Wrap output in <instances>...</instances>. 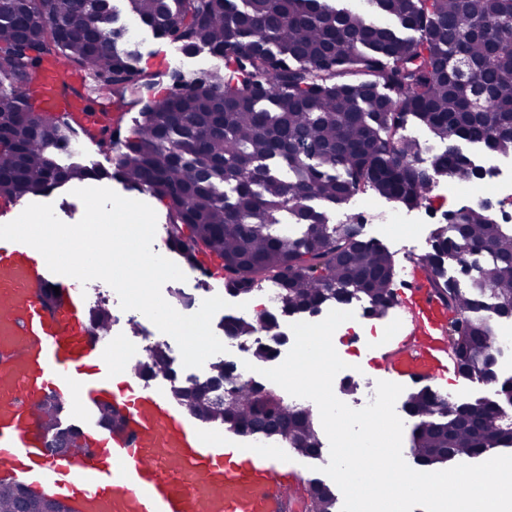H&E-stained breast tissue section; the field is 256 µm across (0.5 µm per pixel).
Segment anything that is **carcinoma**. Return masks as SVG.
I'll return each mask as SVG.
<instances>
[{
	"instance_id": "obj_1",
	"label": "carcinoma",
	"mask_w": 512,
	"mask_h": 512,
	"mask_svg": "<svg viewBox=\"0 0 512 512\" xmlns=\"http://www.w3.org/2000/svg\"><path fill=\"white\" fill-rule=\"evenodd\" d=\"M337 8L327 0H126L128 11L186 55L206 50L224 71L168 67L148 78L127 48L112 0H0V199L38 196L70 181L110 177L164 202L168 243L191 268L198 256L222 262L225 289L247 296L276 285L277 310L317 313L329 304L366 301L373 316L397 303L391 253L362 237L360 224H331L312 201L342 204L369 192L407 208L422 204L439 177L474 176L457 142L512 155V0H364ZM81 32L62 41L57 28ZM464 55L467 78L454 68ZM63 59L59 94L70 109L48 117L34 107V80ZM84 73L75 89L69 71ZM484 90L471 103L470 84ZM103 87L107 103L91 112L90 135L115 152L113 171L70 163L80 133L74 113ZM140 121L123 132L129 107ZM416 119L445 145L427 166L422 145L399 133ZM470 286L448 278L450 256ZM430 285L455 315L449 327L458 373L498 381L500 350L485 352L498 322L512 320V226L487 207L451 210L431 251L418 258ZM276 315L229 318L236 338L278 334ZM140 374H172L157 347ZM196 417L243 435L284 441L315 456L321 440L309 406L278 404L272 390L210 365L203 382L173 389ZM497 400L446 404L422 388L406 401L418 420L412 453L426 471L453 457L512 445L496 423ZM54 402L42 403L47 433L76 446L75 429L58 426ZM0 481V512H46L43 495ZM308 512H336L337 489L315 480Z\"/></svg>"
}]
</instances>
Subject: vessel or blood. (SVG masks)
I'll return each mask as SVG.
<instances>
[{
    "label": "vessel or blood",
    "instance_id": "vessel-or-blood-1",
    "mask_svg": "<svg viewBox=\"0 0 512 512\" xmlns=\"http://www.w3.org/2000/svg\"><path fill=\"white\" fill-rule=\"evenodd\" d=\"M39 106L49 114L67 106L53 77L39 87ZM76 285L30 245L0 247V474L73 512H288L282 459L225 447L222 434L194 427L161 390L130 380L83 320ZM54 286L60 294L50 303ZM400 307L410 338L380 366L411 383L444 378L454 369L448 313L417 266L405 271ZM48 398L79 431L77 449L57 456L43 452L39 405ZM107 403L123 430L102 423Z\"/></svg>",
    "mask_w": 512,
    "mask_h": 512
}]
</instances>
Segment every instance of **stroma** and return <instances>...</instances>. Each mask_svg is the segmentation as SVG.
Instances as JSON below:
<instances>
[{
    "mask_svg": "<svg viewBox=\"0 0 512 512\" xmlns=\"http://www.w3.org/2000/svg\"><path fill=\"white\" fill-rule=\"evenodd\" d=\"M120 21L134 34L141 58L140 65L148 71L158 70L160 62L163 61L180 66L186 71L211 70L219 64L218 59L205 50L191 56L184 55L177 44L155 37L138 19L124 15ZM461 149L482 168L485 174V197L495 200L512 195V156L488 153L466 143L462 144ZM476 201V196L470 190L450 178L441 177L432 184L428 202L417 207L408 209L393 200L366 194L356 196L341 206L328 208L327 215L333 224L342 223L352 217L362 218L363 236L386 247L392 253L397 268L402 269L429 251L435 229L445 211L471 206ZM209 267L211 275L204 280L189 278L182 282H166L162 287L165 300L171 304L182 305L184 314L189 315L200 308L204 299L224 294V279L218 263L210 262ZM79 292L86 307L103 304L111 310L112 334L124 341L128 363L141 360L142 346L158 343L165 346L175 374L171 377H157L156 385L169 391L175 382L185 381L189 376L196 374L206 377V369L195 372L183 367L178 345L171 336L160 332L142 313L122 310L116 291L107 283L93 280L80 287ZM395 346V341L385 337L379 339L373 349L362 350L359 357L353 358L352 363L359 366L361 376L368 382L367 387L355 392L345 389L337 381L333 384L336 397L354 409L363 408L370 403L377 381L386 377L385 372L374 369L372 359L377 354L393 350ZM431 388L434 392L451 396L456 403L472 402L483 397L493 399L496 398L498 390L497 383H486L460 374L452 375L447 382H432ZM271 448L287 461L289 470L296 476L292 486L293 512H305L302 492L310 480L318 478L319 468L328 465L329 447H322L320 454L315 457L299 455L276 441L272 442Z\"/></svg>",
    "mask_w": 512,
    "mask_h": 512,
    "instance_id": "1",
    "label": "stroma"
}]
</instances>
